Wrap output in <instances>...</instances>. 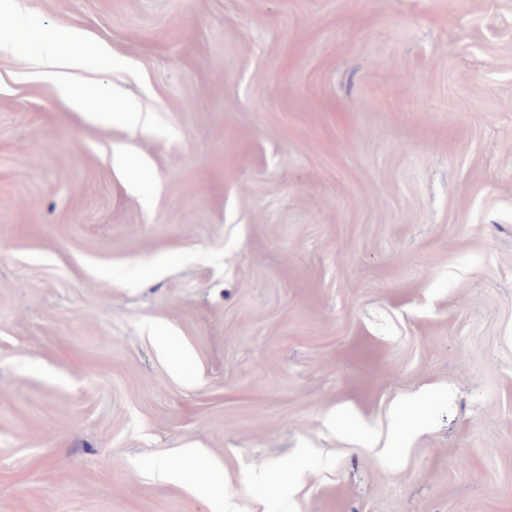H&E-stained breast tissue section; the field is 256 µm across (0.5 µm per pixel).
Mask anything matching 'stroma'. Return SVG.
I'll list each match as a JSON object with an SVG mask.
<instances>
[{"instance_id":"stroma-1","label":"stroma","mask_w":512,"mask_h":512,"mask_svg":"<svg viewBox=\"0 0 512 512\" xmlns=\"http://www.w3.org/2000/svg\"><path fill=\"white\" fill-rule=\"evenodd\" d=\"M20 7L0 512H512V0ZM43 44L45 54L43 58V65L48 69H53L60 64L61 60V41L68 40L71 42L84 41L85 39L78 33H69L64 37L56 33H44L38 39ZM91 114L99 121L121 123L131 130H136L145 122L141 112L131 111L128 107L103 112H94Z\"/></svg>"}]
</instances>
